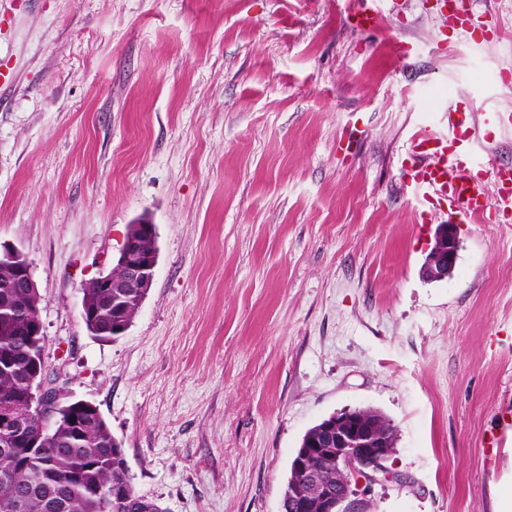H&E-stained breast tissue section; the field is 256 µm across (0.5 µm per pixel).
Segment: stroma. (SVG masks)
Segmentation results:
<instances>
[{
  "label": "stroma",
  "instance_id": "1",
  "mask_svg": "<svg viewBox=\"0 0 512 512\" xmlns=\"http://www.w3.org/2000/svg\"><path fill=\"white\" fill-rule=\"evenodd\" d=\"M0 0V243L30 260L44 360L97 406L132 486L167 512H281L303 435L344 409L393 423L371 512H494L512 482V216L438 225L406 178L421 126L512 165V0ZM406 42L409 55L395 46ZM472 103L449 124L456 103ZM153 284L125 334L81 287L130 224Z\"/></svg>",
  "mask_w": 512,
  "mask_h": 512
}]
</instances>
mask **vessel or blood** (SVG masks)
<instances>
[{"mask_svg": "<svg viewBox=\"0 0 512 512\" xmlns=\"http://www.w3.org/2000/svg\"><path fill=\"white\" fill-rule=\"evenodd\" d=\"M411 184L424 188L426 203L441 202L449 219L488 223L494 212H512V168L499 167L491 177L475 174L464 142L444 141L429 129L414 135Z\"/></svg>", "mask_w": 512, "mask_h": 512, "instance_id": "1", "label": "vessel or blood"}]
</instances>
